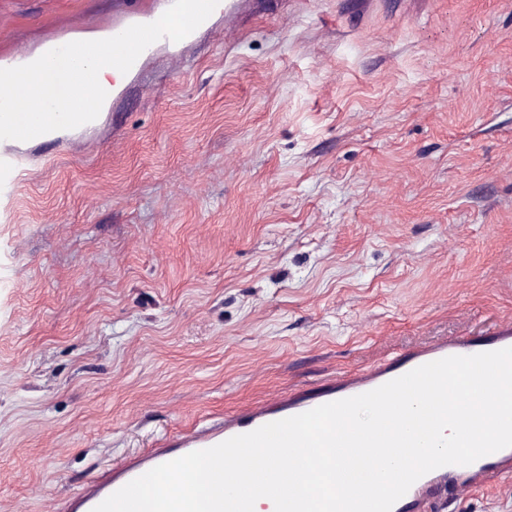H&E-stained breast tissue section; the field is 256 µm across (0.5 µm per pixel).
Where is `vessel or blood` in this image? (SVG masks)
I'll return each mask as SVG.
<instances>
[{
	"label": "vessel or blood",
	"instance_id": "1",
	"mask_svg": "<svg viewBox=\"0 0 512 512\" xmlns=\"http://www.w3.org/2000/svg\"><path fill=\"white\" fill-rule=\"evenodd\" d=\"M264 0H155L144 10L138 0H129L125 20L112 28V65L126 76L135 75L158 44L170 43L164 17L177 18L186 38L223 17L225 32L237 30L247 11ZM57 51L65 63L59 73L62 96L69 108L51 111V93L40 71L16 68L0 78V142L8 145L0 153V191H11L20 155L13 146L48 141L58 123L67 130L85 131L99 121L97 102L89 93L95 72L81 59V48L62 43ZM512 347V320L502 321L483 336H447L394 355L354 371L343 372L313 392H279L261 401L225 413L211 426L189 429L159 440L154 447L125 459L112 475L86 487L72 503L49 500L48 512H92L111 494L152 468L190 452L213 447L233 436L251 432L319 405L371 391L409 371L448 356H468ZM512 480V447L479 458L466 466L449 465L419 478L393 506L392 512H446L449 502H458L493 483Z\"/></svg>",
	"mask_w": 512,
	"mask_h": 512
}]
</instances>
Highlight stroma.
<instances>
[{"instance_id": "35a3bbf8", "label": "stroma", "mask_w": 512, "mask_h": 512, "mask_svg": "<svg viewBox=\"0 0 512 512\" xmlns=\"http://www.w3.org/2000/svg\"><path fill=\"white\" fill-rule=\"evenodd\" d=\"M126 7L0 0V60ZM169 52L0 197V512L512 319V0H281ZM447 512H512V486Z\"/></svg>"}]
</instances>
